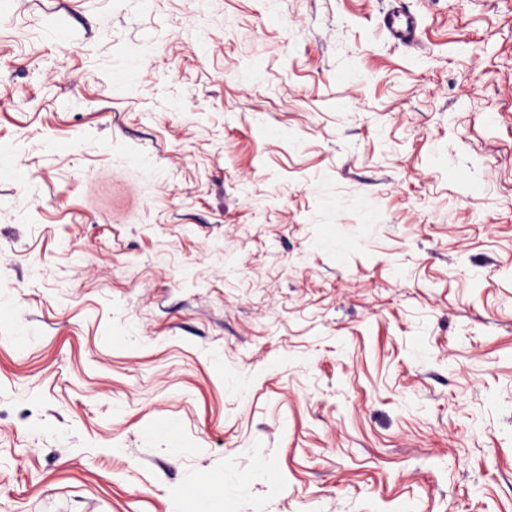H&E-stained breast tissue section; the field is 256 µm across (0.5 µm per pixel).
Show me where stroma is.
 Masks as SVG:
<instances>
[{
  "mask_svg": "<svg viewBox=\"0 0 512 512\" xmlns=\"http://www.w3.org/2000/svg\"><path fill=\"white\" fill-rule=\"evenodd\" d=\"M199 492L512 512V0H0V512ZM383 28L388 35L399 43L418 48V19L415 15L400 10H389L383 16Z\"/></svg>",
  "mask_w": 512,
  "mask_h": 512,
  "instance_id": "obj_1",
  "label": "stroma"
}]
</instances>
